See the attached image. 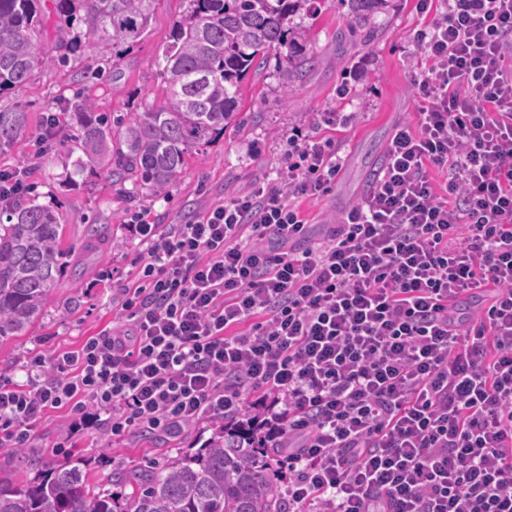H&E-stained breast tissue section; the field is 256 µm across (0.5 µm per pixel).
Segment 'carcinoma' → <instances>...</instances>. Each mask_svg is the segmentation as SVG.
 I'll use <instances>...</instances> for the list:
<instances>
[{
    "label": "carcinoma",
    "mask_w": 512,
    "mask_h": 512,
    "mask_svg": "<svg viewBox=\"0 0 512 512\" xmlns=\"http://www.w3.org/2000/svg\"><path fill=\"white\" fill-rule=\"evenodd\" d=\"M155 0H0V95L47 70L83 57L98 41L115 56L141 41ZM319 0H185L157 58L166 96L128 119H112L81 96L69 115L82 132L73 174L93 173L154 195L180 179L189 152L236 122L243 79L278 57L289 92L314 62L307 28L297 18ZM351 28L372 33L389 0H345ZM27 129L26 113L0 106V151ZM63 225L33 200L0 211V341L24 336L52 299L70 264ZM214 433L194 452L116 476L135 485L126 502L90 489L78 460L66 458L37 479L0 477V512H284L276 461L250 443V427Z\"/></svg>",
    "instance_id": "carcinoma-1"
}]
</instances>
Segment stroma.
Segmentation results:
<instances>
[{
    "instance_id": "1",
    "label": "stroma",
    "mask_w": 512,
    "mask_h": 512,
    "mask_svg": "<svg viewBox=\"0 0 512 512\" xmlns=\"http://www.w3.org/2000/svg\"><path fill=\"white\" fill-rule=\"evenodd\" d=\"M417 0H391L377 15L375 40L348 27L347 8L339 0L325 5L303 20L315 54V64L297 82L292 93L280 86L277 59H270L263 74L248 75L243 107L237 125L209 144L192 149L185 171L170 192L131 193L93 177L70 179L72 169L64 148L80 135L65 115L76 95L90 97L98 111L118 118L141 112L162 97L165 77L154 65L158 50L185 9L184 0H156L147 35L113 60L111 44L102 42L87 57L35 73L24 85L0 98V105L27 114V131L11 148L0 152V170L27 173L29 193L38 203L54 209L64 224V245L80 255L89 225H105L112 250L82 278H64L56 295L35 319L26 335L0 343V377L23 380L22 365L32 350L68 351L118 320L112 304V281L136 273L145 247L133 233L131 219L144 215L167 228L183 224L212 203L251 190L255 179L270 174L280 161L285 140L293 131L321 130L336 140L341 167L328 195L304 199L301 207L314 224L332 222L342 210L364 196L375 184L386 161V146L397 125L414 120L422 106L413 81L430 63L417 54L411 37L430 24L416 9ZM91 66L117 67L114 80L88 78ZM59 114L51 149L37 155L44 113ZM327 112H354L351 125L321 128ZM68 410L49 411L41 420L26 450L0 447V469L17 478L46 475L61 459L58 443L68 442L66 454L80 459L90 485L113 493L119 485L116 470L131 471L146 465L160 467L178 453L195 451L208 439L218 422L204 419L178 434L137 431L120 440L105 437L89 426L67 438Z\"/></svg>"
}]
</instances>
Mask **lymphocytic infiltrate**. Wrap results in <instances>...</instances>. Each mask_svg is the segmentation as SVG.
<instances>
[{
  "mask_svg": "<svg viewBox=\"0 0 512 512\" xmlns=\"http://www.w3.org/2000/svg\"><path fill=\"white\" fill-rule=\"evenodd\" d=\"M418 8L423 105L372 189L312 238L298 201L339 155L296 134L249 193L138 221L127 322L0 383L5 442L52 408L115 440L246 415L288 467L285 512H512V0ZM475 289L490 305L461 311Z\"/></svg>",
  "mask_w": 512,
  "mask_h": 512,
  "instance_id": "f902f5d3",
  "label": "lymphocytic infiltrate"
}]
</instances>
